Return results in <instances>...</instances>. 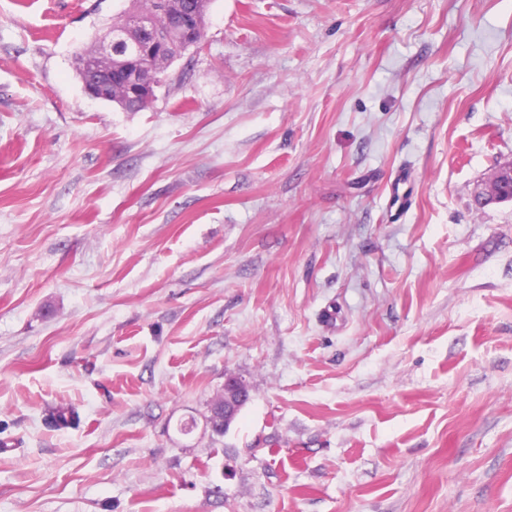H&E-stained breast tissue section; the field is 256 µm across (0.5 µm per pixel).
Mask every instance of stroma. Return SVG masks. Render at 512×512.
<instances>
[{
    "instance_id": "stroma-1",
    "label": "stroma",
    "mask_w": 512,
    "mask_h": 512,
    "mask_svg": "<svg viewBox=\"0 0 512 512\" xmlns=\"http://www.w3.org/2000/svg\"><path fill=\"white\" fill-rule=\"evenodd\" d=\"M124 6L0 0V512H512V0H211L138 112ZM250 399L248 386L236 377H229L224 383V410L225 405L236 406L246 403Z\"/></svg>"
}]
</instances>
